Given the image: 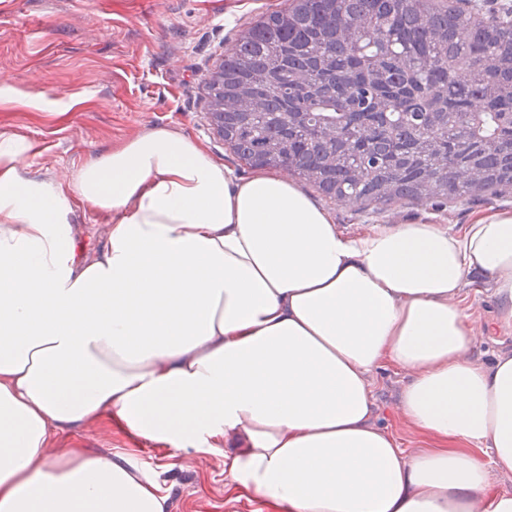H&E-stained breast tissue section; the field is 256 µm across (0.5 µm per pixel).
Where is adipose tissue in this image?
<instances>
[{"mask_svg": "<svg viewBox=\"0 0 512 512\" xmlns=\"http://www.w3.org/2000/svg\"><path fill=\"white\" fill-rule=\"evenodd\" d=\"M0 133V512H164L130 458L46 450L110 416L160 448L224 449L234 488L273 512H512V358H469L456 298L474 273L512 330V209L463 231L404 221L343 232L287 177L234 175L156 127L106 148L69 186L35 177ZM107 215L86 251L75 204ZM410 371L425 433L490 448L409 456L372 426L370 375ZM448 449L476 457L486 467H492L489 448H476L464 441L448 439ZM489 487L493 494L512 495V471H499L489 468Z\"/></svg>", "mask_w": 512, "mask_h": 512, "instance_id": "adipose-tissue-1", "label": "adipose tissue"}]
</instances>
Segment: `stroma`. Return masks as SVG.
Returning a JSON list of instances; mask_svg holds the SVG:
<instances>
[{"instance_id": "35a3bbf8", "label": "stroma", "mask_w": 512, "mask_h": 512, "mask_svg": "<svg viewBox=\"0 0 512 512\" xmlns=\"http://www.w3.org/2000/svg\"><path fill=\"white\" fill-rule=\"evenodd\" d=\"M290 0H0V88L16 94L0 103V132L35 145L27 159L35 176L67 183L73 170L98 151L156 126L202 143L242 176L243 165L216 136L202 99V80L228 52L239 30ZM38 106H29V99ZM321 205L343 231L361 234L405 219L432 220L462 231L477 213L512 208V195L487 200L416 204L388 211L357 210L329 200ZM457 302L477 336L469 352L480 365L512 357V333L483 329L504 300L492 281L474 275ZM408 371L384 364L370 376L371 423L393 434L406 454L436 448L400 402ZM129 455L161 488L165 512H271L262 499L234 489L224 451L175 452L135 439L110 417L59 432L47 454L72 450Z\"/></svg>"}]
</instances>
